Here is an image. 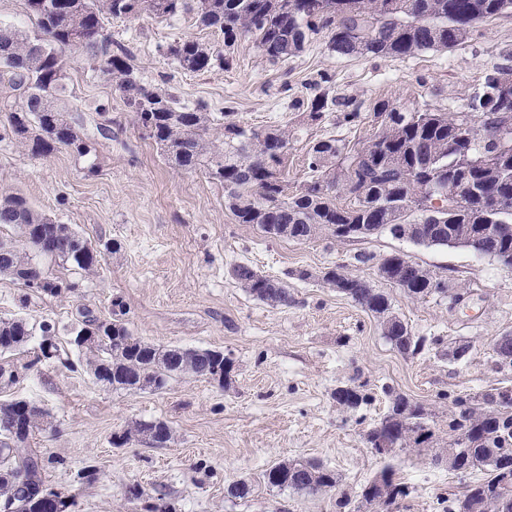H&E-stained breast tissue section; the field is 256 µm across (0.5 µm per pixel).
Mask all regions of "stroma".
Instances as JSON below:
<instances>
[{
	"mask_svg": "<svg viewBox=\"0 0 512 512\" xmlns=\"http://www.w3.org/2000/svg\"><path fill=\"white\" fill-rule=\"evenodd\" d=\"M112 40L124 45L130 64L149 82L177 86L184 102L209 111L233 104L245 127L285 125L293 132L288 184L306 177L304 158L318 140L369 138L371 119L348 129L334 116L307 119L291 101L308 96L316 71L336 76V90L372 105L385 99L403 110L457 111L478 74L512 48V16L487 22L479 37L453 50H428L405 59L332 55L325 41L273 64L252 43L235 49L230 67L205 73L177 69L166 48L182 38L215 42L190 14L172 20H116ZM288 94H280L281 84ZM73 117L95 145L92 157L68 151L35 158L0 126V188L24 195L33 206L72 225L91 241L119 240L122 249L83 279L73 297L52 298L0 277V318L21 317L55 325L61 360L33 364L16 384L0 386V401L23 398L47 411L49 426L32 440L47 462L45 483L73 498L70 512H145L165 492L177 512H337V500L356 498L385 461L371 453L366 431L389 405L388 391L422 404L434 425L448 427V406L462 391H485L512 382V369L493 367V346L512 333V266L463 248L426 247L384 233L345 241L331 236L294 242L268 237L254 224L236 223L224 189L201 171L171 167L143 138L134 115L110 76L75 52L67 80ZM108 134H100V126ZM372 254L369 264L355 260ZM401 252L448 279L465 299L408 297L382 280L380 260ZM244 264L288 283L294 301L272 307L255 300L230 270ZM343 264L388 295L412 333L437 337L438 346L414 357L393 349L377 319L324 284L319 273ZM120 298L134 336L160 346L223 350L233 370L224 385L184 377L161 392L131 393L93 383L77 352L67 348L65 327L79 305L108 314ZM472 348L464 362L448 359L458 341ZM360 387L368 400L340 410L337 386ZM139 420H162L171 442L154 448L142 441L114 446L112 437ZM316 460L336 471V487L317 495L267 487L263 472L287 460ZM394 464L413 489L399 512H445L462 478L434 465L431 450L400 451ZM96 466L92 482L77 472ZM245 479L253 497L226 495ZM143 496L129 498L130 486Z\"/></svg>",
	"mask_w": 512,
	"mask_h": 512,
	"instance_id": "stroma-1",
	"label": "stroma"
}]
</instances>
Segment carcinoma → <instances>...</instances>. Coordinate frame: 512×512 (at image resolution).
Listing matches in <instances>:
<instances>
[{
	"label": "carcinoma",
	"instance_id": "1",
	"mask_svg": "<svg viewBox=\"0 0 512 512\" xmlns=\"http://www.w3.org/2000/svg\"><path fill=\"white\" fill-rule=\"evenodd\" d=\"M39 34L30 37L18 28L0 24V66L10 74L12 102L0 107L12 139L33 157L46 158L59 150L79 157L92 152V143L73 125L63 99L71 58L81 50L98 69L112 77L126 105L134 113L142 135L151 140L172 167L201 170L224 187V201L239 224H257L267 234L277 228L281 237L307 241L321 232L336 235L335 226L362 224L368 230L398 237L399 226L416 212L419 223L438 184L458 190V197L441 199L437 208L444 229L422 233L426 246H468L474 235L489 230L479 252L495 260L512 256V148L501 151L497 131L512 134V52L484 69L474 92L460 112L429 110L403 112L388 100L373 104L377 130L365 141L347 144L333 137L316 142L304 165L309 177L288 192V180H271L270 163L286 171L288 127L243 128L231 120L234 107L209 112L201 105L182 102L177 87H161L144 80L128 63L125 48L112 44L106 25L112 19H175L192 13L198 23L221 42L205 45L185 38L168 45L166 55L187 72L230 67L235 48L249 40L271 62L286 61L305 46L326 39L338 57L405 58L428 50H452L477 35L479 27L503 15H512V0H25ZM312 95L293 100V109L321 121L336 113L337 123L356 127L363 102L335 92L334 79L320 72L311 80ZM489 191L500 198L497 211L487 210ZM14 231L0 238V275L35 293L66 298L81 288L79 281L45 268L42 258L58 260L87 276L95 274L104 257L98 243L37 210L20 193H0V227ZM404 285L410 298L433 294L448 297V281L392 253L380 264ZM233 277L256 300L271 306L293 302L288 284L262 275L247 265L232 268ZM327 284L339 283V293L374 314L392 315L383 292L336 264L321 271ZM55 326L34 328L23 318L0 319V339L7 353L33 345L35 357L23 364L59 358L52 333ZM87 332L95 337L82 353L86 365L97 362L106 371L99 376L112 390L161 391L180 377L208 380L224 360L212 349L162 347L135 337L122 301L112 300L109 315L101 317L82 305L70 336ZM382 334L399 353L415 357L437 340L416 336L402 321L382 327ZM505 401L491 408L478 393L461 392L451 400L448 424L468 429L464 451L454 472L462 477L476 471L484 476L469 482L448 500L446 512H474L488 497L507 496L512 484L502 485L498 463L512 460V384ZM386 415L364 434L368 448L385 439L404 450L421 444L417 432L430 427L425 408L388 390ZM367 401L358 387L336 397V403L355 410ZM48 422V413L27 400L0 403V497L8 512H42L44 494L62 495L45 484L44 457L30 446V438ZM142 436L156 447L172 439L163 421H137L118 435L122 444ZM389 482L381 487L370 480L360 497L374 512H394L397 500L409 495L393 466ZM263 482L270 488L316 495L336 486L334 470L318 462H281L266 469ZM226 494L247 499L254 486L247 480L230 484Z\"/></svg>",
	"mask_w": 512,
	"mask_h": 512
}]
</instances>
